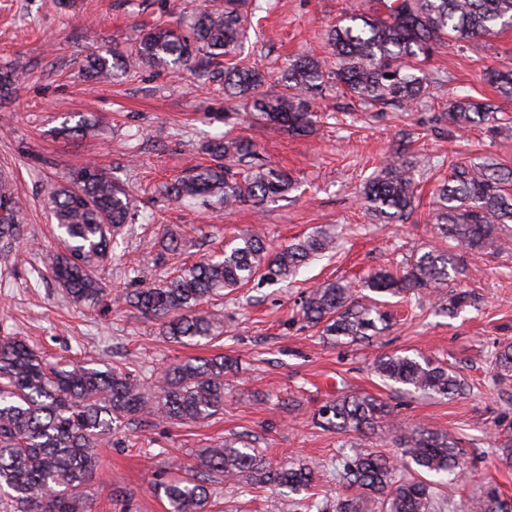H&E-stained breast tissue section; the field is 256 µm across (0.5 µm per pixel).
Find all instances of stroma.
Returning <instances> with one entry per match:
<instances>
[{
  "mask_svg": "<svg viewBox=\"0 0 512 512\" xmlns=\"http://www.w3.org/2000/svg\"><path fill=\"white\" fill-rule=\"evenodd\" d=\"M181 2L0 0V67L19 60L26 68L11 99L0 105V174L16 181L26 238L0 245V336L32 337L55 360L101 369L125 363L149 378L177 361L220 352L242 363L240 373L226 379L223 414L190 425L148 418L113 436L101 452L94 512H113L112 498L122 493L131 496L136 512H168L167 501L150 490L153 472L188 464L193 453L237 435L249 437L270 460L317 462V491L333 502L346 491L338 469L347 438L317 425L314 414L346 393L378 397L405 425L438 428L466 448L459 476L446 491L445 512H458L463 501L492 488L512 502V468L496 453L512 437V378H497L491 366L497 347L512 341V252L466 255V277L450 280L439 298H392V327L367 342L324 340L294 314L321 282L343 278L358 287L366 275L399 269L412 252L439 244L432 191L454 165L490 162L512 169V135L483 126L460 129L444 117L449 102L467 96L496 104L500 118L512 123V100L484 77L488 68L512 67V29L450 42L419 62L430 94L410 111L396 103L364 106L327 88L315 101L322 122L300 136L229 116L223 84L188 71L177 75L160 66L105 82L84 78L88 53L130 52L155 24L178 21ZM380 6V0H249L253 31L245 63L277 78L286 59L327 58L330 26L344 13ZM84 119L92 124L86 134L57 135L62 123ZM227 131L251 139L265 163L286 170L298 189L233 209L206 199L168 200L164 184L192 165L210 163L205 145ZM396 155L416 159L420 190L413 212L386 224L368 211L362 187ZM88 163L110 169L135 204L102 275L113 298L137 288L140 278L165 277L180 259L219 251L242 230L274 249L321 224L337 225L343 236L332 255L302 270L294 283L263 281L225 296L223 336L211 345L183 346L160 336L126 304L81 310L53 282L38 281V270L59 248L45 190ZM169 231L189 239L183 257L160 256L157 243ZM460 290L472 292V305L452 317L441 312L442 297ZM383 353L422 355L448 366L467 390L451 399L395 392L372 370ZM270 497L278 499L280 512H302L294 496L267 488L225 486L223 503L238 512H266Z\"/></svg>",
  "mask_w": 512,
  "mask_h": 512,
  "instance_id": "1",
  "label": "stroma"
}]
</instances>
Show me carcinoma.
<instances>
[{
  "label": "carcinoma",
  "mask_w": 512,
  "mask_h": 512,
  "mask_svg": "<svg viewBox=\"0 0 512 512\" xmlns=\"http://www.w3.org/2000/svg\"><path fill=\"white\" fill-rule=\"evenodd\" d=\"M247 17L241 0H224V8L196 13L193 36L179 28L160 27L146 33L135 52L92 53L84 70L92 80L109 79L143 68L185 67L204 79L224 80V95L252 109V119L306 132L319 123L311 106L325 90V72L316 59L292 61L280 83L259 95L264 72L241 64L247 40ZM512 23V0H391L383 14L352 13L334 25L327 47L336 57V82L369 102L397 101L412 106L429 86L412 73L413 61L429 58L435 46L469 40ZM24 67L0 71V100L7 98ZM488 81L499 95L512 100V70L491 69ZM448 123L459 128L495 125L492 105L467 98L448 107ZM215 164L197 165L166 186L175 201L214 198L226 207L260 204L295 188L285 172L261 162L256 144L242 136L224 135L207 146ZM512 171L489 164L456 169L436 189L439 208L434 228L441 237L473 252L505 251L512 238L503 233L512 223ZM416 165L387 160L365 185L364 200L386 221L412 210ZM63 251L46 265L47 276L72 302L88 307L108 305L99 270L112 254V231L127 223L131 198L123 185L100 166L73 171L68 181L48 192ZM16 188L0 176V242L24 239ZM336 228L321 225L303 240L270 251L263 240L242 232L216 257L180 266L161 282L141 280L124 295L125 303L159 321V333L172 342L197 345L223 335L220 315L204 303L246 287L259 277L286 282L314 257L336 249ZM462 270L457 255L430 249L409 257L399 272L376 273L367 288L398 296L434 292ZM298 315L306 326L329 341L356 342L390 326L378 306L356 303L353 288L341 281L318 285L302 300ZM501 379L512 377V341L501 344L492 359ZM238 370L237 360L224 355L189 359L170 365L147 384L128 367L101 370L84 363L59 366L48 361L23 336H0V495L15 512H92L89 487L96 480L101 448L124 424L153 417L172 424L201 423L224 410V376ZM374 372L398 390L450 399L464 391L457 374L425 358L382 354ZM320 422L340 433L360 437L379 431L403 448L404 465L434 481L399 474V462L361 442L350 444L340 477L361 490L341 495L334 512H363L373 499L380 512H436V490L454 481L464 449L447 433L431 426L409 427L394 418L388 403L368 394L340 396L320 409ZM319 467L293 458L270 461L249 441L226 438L195 455V464L153 473L151 491L168 503V512H210V486L233 482L248 488L267 485L308 493L307 512L327 506L310 491ZM467 512H512L495 491Z\"/></svg>",
  "instance_id": "carcinoma-1"
}]
</instances>
